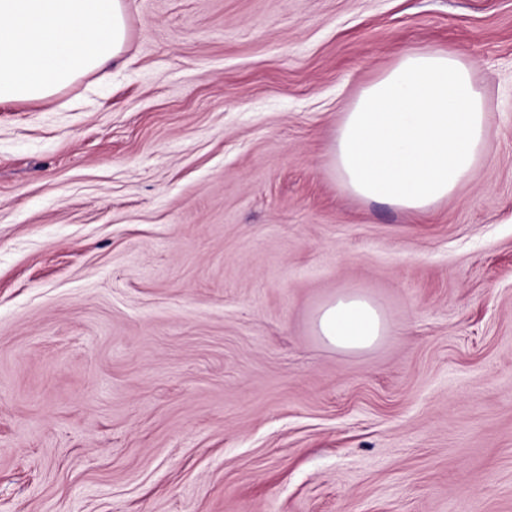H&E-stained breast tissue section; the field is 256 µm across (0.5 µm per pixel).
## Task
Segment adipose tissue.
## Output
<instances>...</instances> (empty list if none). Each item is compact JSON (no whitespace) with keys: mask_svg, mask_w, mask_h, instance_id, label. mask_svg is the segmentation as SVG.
<instances>
[{"mask_svg":"<svg viewBox=\"0 0 512 512\" xmlns=\"http://www.w3.org/2000/svg\"><path fill=\"white\" fill-rule=\"evenodd\" d=\"M123 0H0V103L39 101L121 57ZM488 113L470 67L445 50L421 48L363 89L329 147L335 179L349 194L408 212L447 200L475 170ZM327 346L366 351L389 332L381 308L344 292L313 317Z\"/></svg>","mask_w":512,"mask_h":512,"instance_id":"adipose-tissue-1","label":"adipose tissue"}]
</instances>
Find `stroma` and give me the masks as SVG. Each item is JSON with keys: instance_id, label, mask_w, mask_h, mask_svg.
I'll return each mask as SVG.
<instances>
[{"instance_id": "stroma-1", "label": "stroma", "mask_w": 512, "mask_h": 512, "mask_svg": "<svg viewBox=\"0 0 512 512\" xmlns=\"http://www.w3.org/2000/svg\"><path fill=\"white\" fill-rule=\"evenodd\" d=\"M122 57L0 104V512H512V0H124ZM489 111L415 216L327 143L404 52ZM390 332L342 353L316 309ZM313 330L327 346L344 351H366L388 335L381 308L366 296L344 292L322 304L313 317Z\"/></svg>"}]
</instances>
